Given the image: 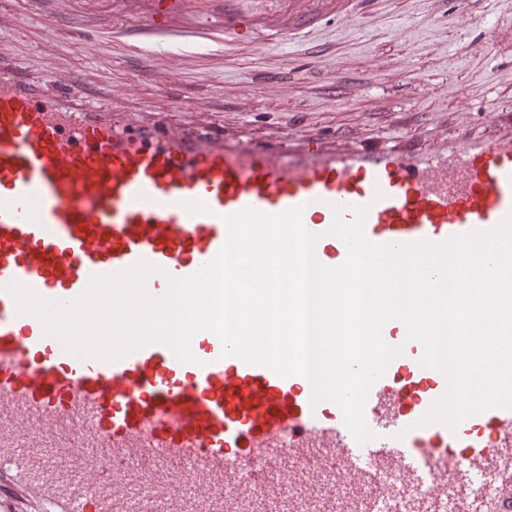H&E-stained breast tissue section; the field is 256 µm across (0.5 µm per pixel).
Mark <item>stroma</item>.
Masks as SVG:
<instances>
[{"instance_id":"1","label":"stroma","mask_w":512,"mask_h":512,"mask_svg":"<svg viewBox=\"0 0 512 512\" xmlns=\"http://www.w3.org/2000/svg\"><path fill=\"white\" fill-rule=\"evenodd\" d=\"M463 2L472 17L492 26L491 38L449 26L444 5L365 0L370 23L348 31L331 19L256 50L217 41L190 50L185 68L163 90L105 26L88 43L63 30L50 41L34 17L0 38V54L17 75L42 78L48 93H56L63 73L78 71L99 102L125 89L129 111L174 125L257 138L358 136L384 146L485 140L494 132V115L512 114V0ZM397 30L407 31V40L395 39ZM107 54L112 62H104ZM412 71L421 80H408ZM331 83L338 95L327 93ZM227 84L237 87V99L224 98ZM462 87L470 98L465 109L456 99Z\"/></svg>"}]
</instances>
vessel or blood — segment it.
<instances>
[{
	"label": "vessel or blood",
	"instance_id": "1",
	"mask_svg": "<svg viewBox=\"0 0 512 512\" xmlns=\"http://www.w3.org/2000/svg\"><path fill=\"white\" fill-rule=\"evenodd\" d=\"M0 33L39 16L47 34L83 37L101 22L131 38L160 84L206 33L207 0H14ZM238 13L225 4L219 38L259 32L291 40L357 0H275ZM47 97L40 78L0 66V512H512V409L491 408L457 430L421 418L447 387L421 365L402 321L384 341L402 352L371 386L358 443L336 403L313 402L304 376L222 354L213 332L195 362L151 343L114 362L82 357L18 313V282L64 304L92 276L145 260L156 298L222 248L224 216L302 207L316 260L342 265L334 206L379 244L489 230L512 213V133L424 150L358 145L300 150L218 128L125 117L122 97L95 105L82 74Z\"/></svg>",
	"mask_w": 512,
	"mask_h": 512
}]
</instances>
